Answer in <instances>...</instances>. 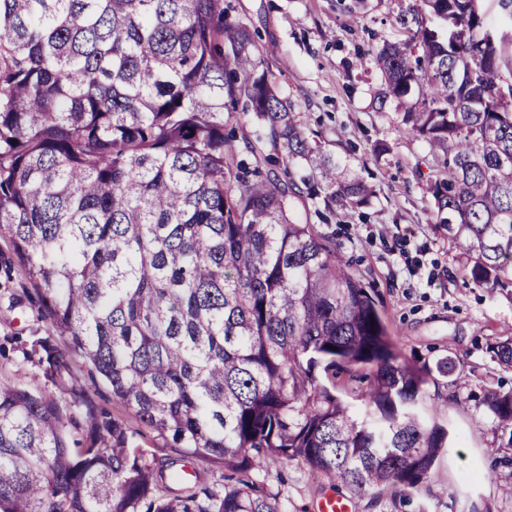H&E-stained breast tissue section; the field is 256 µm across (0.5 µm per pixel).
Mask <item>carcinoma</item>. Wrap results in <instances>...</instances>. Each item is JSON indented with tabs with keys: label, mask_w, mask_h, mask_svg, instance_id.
I'll use <instances>...</instances> for the list:
<instances>
[{
	"label": "carcinoma",
	"mask_w": 512,
	"mask_h": 512,
	"mask_svg": "<svg viewBox=\"0 0 512 512\" xmlns=\"http://www.w3.org/2000/svg\"><path fill=\"white\" fill-rule=\"evenodd\" d=\"M224 2L0 0V240L52 331L7 338L35 372L0 379V512H284L260 479L270 458L395 497L447 448L421 401L448 362L400 361L336 238L289 214L301 184L329 208L362 207L370 188L295 124ZM422 2L373 57L381 102L418 88L399 126L430 147L437 223L469 283L504 288L512 34L480 0ZM242 97L283 152L264 179L242 158L254 145L224 134ZM492 352L512 367V340ZM74 354L128 417L67 385ZM321 372L367 377L363 407ZM487 407L512 448V390ZM138 425L181 456L147 459ZM192 462L223 470L222 488L182 477Z\"/></svg>",
	"instance_id": "cac0c4a2"
}]
</instances>
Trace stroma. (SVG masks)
I'll use <instances>...</instances> for the list:
<instances>
[{
	"label": "stroma",
	"mask_w": 512,
	"mask_h": 512,
	"mask_svg": "<svg viewBox=\"0 0 512 512\" xmlns=\"http://www.w3.org/2000/svg\"><path fill=\"white\" fill-rule=\"evenodd\" d=\"M229 2L231 20L256 31L262 66L301 128L375 190L367 205L334 214L322 197L297 192L294 220L335 233L341 253L377 290L406 357L457 360L465 379L427 387L425 407L440 408L449 431L432 477L401 499L351 495L352 512H512L504 472L493 467L504 450L485 404L488 390L512 389V369L489 351L512 338V287L469 284L459 250L436 222L428 146L398 125L399 106H413L417 94L378 104L384 80L373 56L383 42L402 39L397 17L415 0ZM23 283L20 269L0 270V341L45 325ZM263 476L287 512H316L323 496L345 492L284 460L267 461Z\"/></svg>",
	"instance_id": "1"
}]
</instances>
